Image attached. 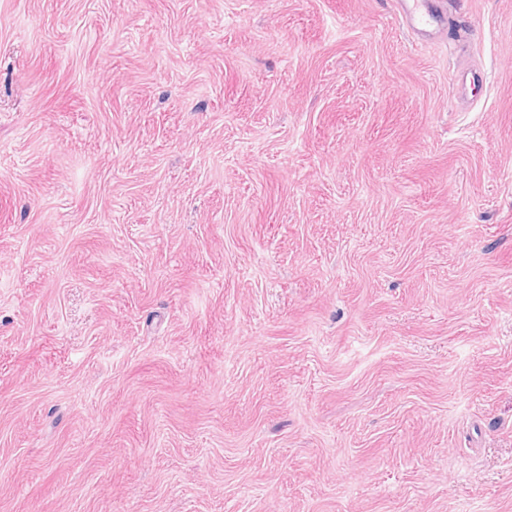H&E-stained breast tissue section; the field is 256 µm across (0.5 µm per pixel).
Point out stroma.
Instances as JSON below:
<instances>
[{
	"label": "stroma",
	"mask_w": 512,
	"mask_h": 512,
	"mask_svg": "<svg viewBox=\"0 0 512 512\" xmlns=\"http://www.w3.org/2000/svg\"><path fill=\"white\" fill-rule=\"evenodd\" d=\"M434 3L0 0V512H512V0ZM422 0H403L401 9L407 23L419 31L429 32L428 27L446 25L448 18L442 10L432 12Z\"/></svg>",
	"instance_id": "stroma-1"
}]
</instances>
